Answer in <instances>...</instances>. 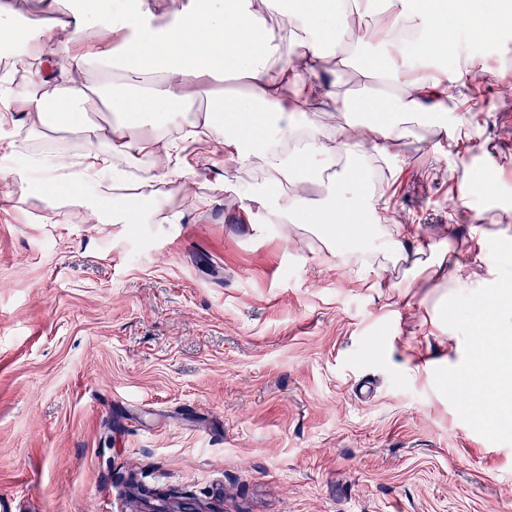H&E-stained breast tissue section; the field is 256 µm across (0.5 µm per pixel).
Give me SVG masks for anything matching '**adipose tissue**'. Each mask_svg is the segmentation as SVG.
<instances>
[{"mask_svg":"<svg viewBox=\"0 0 512 512\" xmlns=\"http://www.w3.org/2000/svg\"><path fill=\"white\" fill-rule=\"evenodd\" d=\"M52 22L36 13L18 19L0 10V129L21 127L49 142L14 169L34 199L51 202L61 184L93 187L73 203L89 223L112 216L121 166L163 154L166 175L143 170L144 185L164 176L194 180L187 141L222 146L224 162L255 167L288 185L291 225L315 224L327 248L336 236L360 245L372 240L393 258L415 253L414 268L440 287L464 291L482 284L478 266L456 258L421 261L414 224L388 225L387 207L361 195L351 162L375 156L399 162L397 145L410 138L411 120L438 116L433 144L444 156L468 138L464 122L445 121L461 73L417 75L418 61L448 57L450 27H469L474 0H170L171 24H157L149 0H47ZM277 12L279 22L265 24ZM387 76L395 93L368 102L342 92L343 77ZM232 72L252 94L224 103V117L186 110L206 83ZM105 96L114 114L86 123L92 98ZM344 122H337V114ZM74 149L56 147L60 128ZM324 186L321 200L306 185Z\"/></svg>","mask_w":512,"mask_h":512,"instance_id":"adipose-tissue-1","label":"adipose tissue"}]
</instances>
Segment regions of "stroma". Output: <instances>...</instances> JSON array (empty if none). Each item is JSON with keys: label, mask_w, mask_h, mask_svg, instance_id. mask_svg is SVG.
Masks as SVG:
<instances>
[{"label": "stroma", "mask_w": 512, "mask_h": 512, "mask_svg": "<svg viewBox=\"0 0 512 512\" xmlns=\"http://www.w3.org/2000/svg\"><path fill=\"white\" fill-rule=\"evenodd\" d=\"M451 33L463 84L450 112L469 138L451 157L401 147L366 182L392 217L444 225L439 251L512 239V18ZM200 178L159 184L140 224L43 218L0 150V497L13 512H135L140 490L198 512H512V444L471 429L434 388L459 364L441 289L411 263L287 238L270 195L243 199L244 170L193 144ZM479 152L468 166L464 156ZM471 194L449 216L458 179Z\"/></svg>", "instance_id": "stroma-1"}]
</instances>
